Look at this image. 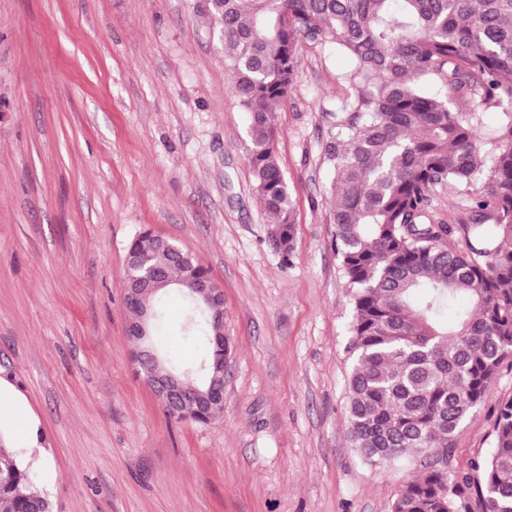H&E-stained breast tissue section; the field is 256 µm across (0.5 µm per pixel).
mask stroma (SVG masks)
Listing matches in <instances>:
<instances>
[{"mask_svg":"<svg viewBox=\"0 0 512 512\" xmlns=\"http://www.w3.org/2000/svg\"><path fill=\"white\" fill-rule=\"evenodd\" d=\"M204 0H0V377L39 420L17 454L53 512H390L432 469L373 467L344 420L352 309L331 247L325 159L349 58L310 43L275 112L295 239L289 263L246 164ZM179 243L224 290L234 352L224 410L169 420L131 371L126 250L142 229ZM164 344L202 348L166 299ZM504 362L454 439L450 471L492 446Z\"/></svg>","mask_w":512,"mask_h":512,"instance_id":"35a3bbf8","label":"stroma"}]
</instances>
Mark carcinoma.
<instances>
[{"instance_id": "obj_1", "label": "carcinoma", "mask_w": 512, "mask_h": 512, "mask_svg": "<svg viewBox=\"0 0 512 512\" xmlns=\"http://www.w3.org/2000/svg\"><path fill=\"white\" fill-rule=\"evenodd\" d=\"M205 2L222 21L224 64L249 115L247 165L285 261L295 225L274 112L295 82L302 42L353 60L325 147L332 247L353 308L344 406L351 446L379 467L435 458L403 484L391 512H512V398L500 404L490 451L470 472L448 473L456 434L512 358V110L489 136L481 118L512 105V0ZM444 189L469 203V222L435 218L431 197ZM456 232L465 247L449 244ZM127 254L124 287L158 272L186 304L183 335L203 347L206 370L190 369L187 402L165 414L206 424L224 403L199 406L193 391L233 350L224 302L201 313L191 301L194 285L214 278L149 229ZM167 289L127 304L137 321L156 312L153 341ZM32 484L30 470L0 447V512H52Z\"/></svg>"}]
</instances>
